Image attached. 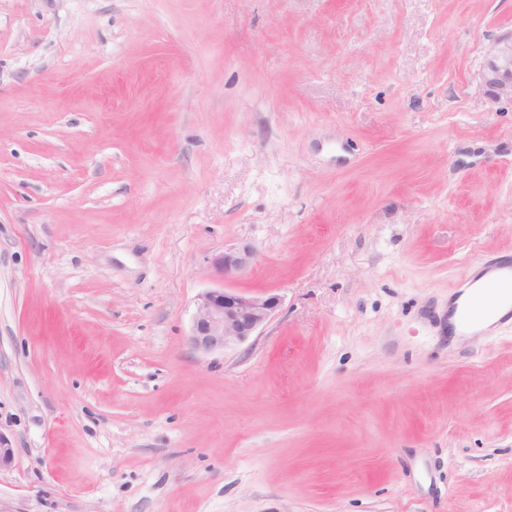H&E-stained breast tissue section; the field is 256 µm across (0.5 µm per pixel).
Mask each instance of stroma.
I'll return each mask as SVG.
<instances>
[{
	"mask_svg": "<svg viewBox=\"0 0 512 512\" xmlns=\"http://www.w3.org/2000/svg\"><path fill=\"white\" fill-rule=\"evenodd\" d=\"M512 0H0V497L19 512H512ZM281 305L189 344L208 267ZM480 81L492 101L512 102V33L494 40L486 54ZM254 249L250 244L241 243L236 246L225 248L211 259V267L214 272L225 280L248 267L254 261ZM481 271L492 273V276L482 280L484 282L477 287L476 297L470 295L459 304L463 293L457 295L448 315L456 320V324H451L454 330L458 328L462 334L486 319L492 321L491 326L512 324V259L483 265Z\"/></svg>",
	"mask_w": 512,
	"mask_h": 512,
	"instance_id": "obj_1",
	"label": "stroma"
}]
</instances>
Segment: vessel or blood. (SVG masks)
<instances>
[{"instance_id":"b4317fda","label":"vessel or blood","mask_w":512,"mask_h":512,"mask_svg":"<svg viewBox=\"0 0 512 512\" xmlns=\"http://www.w3.org/2000/svg\"><path fill=\"white\" fill-rule=\"evenodd\" d=\"M489 277L477 288L476 295L453 304L450 315L460 333L473 330L483 321L512 323V259L485 265Z\"/></svg>"}]
</instances>
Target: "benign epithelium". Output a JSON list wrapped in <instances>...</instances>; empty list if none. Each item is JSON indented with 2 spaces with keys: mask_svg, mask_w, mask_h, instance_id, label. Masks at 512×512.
Instances as JSON below:
<instances>
[{
  "mask_svg": "<svg viewBox=\"0 0 512 512\" xmlns=\"http://www.w3.org/2000/svg\"><path fill=\"white\" fill-rule=\"evenodd\" d=\"M489 98L512 102V33L494 40L480 73ZM254 249L247 243L226 248L211 259L222 279L250 267ZM277 294L248 295L234 288H210L198 295L191 319L189 343L198 352L224 351L257 333L280 306Z\"/></svg>",
  "mask_w": 512,
  "mask_h": 512,
  "instance_id": "1",
  "label": "benign epithelium"
}]
</instances>
